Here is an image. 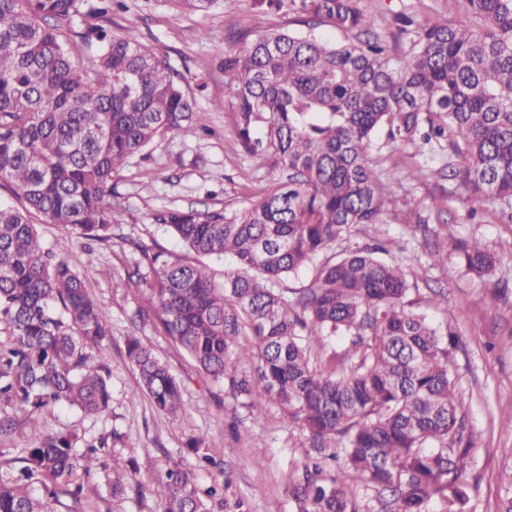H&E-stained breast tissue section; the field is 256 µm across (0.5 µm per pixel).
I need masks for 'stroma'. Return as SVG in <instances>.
Segmentation results:
<instances>
[{
	"label": "stroma",
	"instance_id": "35a3bbf8",
	"mask_svg": "<svg viewBox=\"0 0 512 512\" xmlns=\"http://www.w3.org/2000/svg\"><path fill=\"white\" fill-rule=\"evenodd\" d=\"M362 6L378 15L379 32L387 38L396 31L399 14L415 15L423 24L454 15L450 0H362ZM101 23L113 35L166 57L182 75L186 94L205 112L206 127L158 138L115 177L119 217L110 245L90 249L84 239L72 238L71 260L112 328L106 349L112 400L101 416L59 407L46 420L54 429L75 430L88 438L121 433V443L106 451V465L125 467L133 460L152 459L136 477L141 486L137 493L112 497L102 478H94L86 512H165V502L151 490L166 481L186 440L195 435L209 441L214 460L212 466L196 469V484L203 490L223 486L224 512H294L288 486L306 456L300 429L276 404L251 408L234 398L227 382L206 375L151 321L140 319L139 310L152 306L151 291L129 283L125 275L135 240L194 261V254L156 223L157 214L174 208H241L277 177V170L242 153L232 127L213 103L224 96L225 51L238 47L241 34L291 29L292 15L264 0H214L207 11L185 13L174 0H122ZM418 161L424 176H400L379 237L390 256L405 265L410 309L426 314L433 324L449 325L457 335L454 371L463 396V440L471 446L470 510L501 512L504 499L512 496L501 480L502 472L512 469V420L501 414L512 404V261L480 279L466 272L455 250L439 252L434 243L451 231L459 240L478 237L512 254V224L469 218L464 189L436 174L445 157L425 152ZM420 214L428 216V223H417ZM437 295L446 296L447 308L431 305ZM130 336L149 346L180 384V417L164 416L137 396L139 377L126 353ZM258 441L264 446L259 464L253 461Z\"/></svg>",
	"mask_w": 512,
	"mask_h": 512
}]
</instances>
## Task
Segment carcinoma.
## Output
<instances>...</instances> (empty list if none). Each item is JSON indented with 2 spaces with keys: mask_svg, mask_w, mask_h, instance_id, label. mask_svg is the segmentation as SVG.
<instances>
[{
  "mask_svg": "<svg viewBox=\"0 0 512 512\" xmlns=\"http://www.w3.org/2000/svg\"><path fill=\"white\" fill-rule=\"evenodd\" d=\"M457 17L417 24L397 16L392 53L360 0H289L304 30L264 32L224 54V112L242 152L286 176L249 205L172 210L156 216L197 260H172L134 243L127 280L151 289L141 313L213 379L252 406L275 403L304 435V447L336 461L341 474L303 465L292 482L295 512H360L348 492L359 481L390 498L379 512H469L468 449L460 447L461 396L453 374L455 334L406 309L401 262L379 246L326 256L362 226L372 235L408 154L393 149L372 166L376 135L386 144L448 152V177L467 192L470 216L512 224V0H452ZM93 0H0V183L21 207L0 204V441L17 412L36 421L60 406L86 416L112 399L103 349L111 329L68 259L69 239L46 244L33 218L107 244L119 212L113 180L129 160L169 132L204 127L165 58L98 24ZM89 18L83 40L98 42L89 69L55 23ZM327 26L354 41L336 44ZM465 269L491 274L502 257L483 241L458 247ZM310 287H280L320 255ZM235 266L216 280L210 259ZM252 336L256 366L239 369L233 348ZM314 336L347 347L321 359ZM127 356L138 393L156 410L183 412L180 385L132 337ZM113 432L87 439L35 425L22 456L0 461V512H82L86 480L106 470L99 451ZM186 447L200 462L206 439ZM105 474L112 495L136 484ZM154 494L166 512H215V487L201 498L180 465Z\"/></svg>",
  "mask_w": 512,
  "mask_h": 512,
  "instance_id": "cac0c4a2",
  "label": "carcinoma"
}]
</instances>
